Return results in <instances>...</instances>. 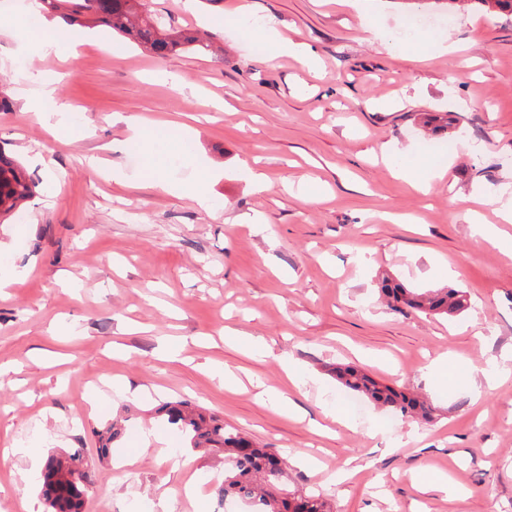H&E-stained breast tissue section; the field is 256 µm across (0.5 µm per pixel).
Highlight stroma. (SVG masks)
Wrapping results in <instances>:
<instances>
[{
    "mask_svg": "<svg viewBox=\"0 0 512 512\" xmlns=\"http://www.w3.org/2000/svg\"><path fill=\"white\" fill-rule=\"evenodd\" d=\"M185 2L146 7L223 55L159 57L99 25L76 57L33 58L28 0H0V82L13 101L0 152L36 184L0 219V271L22 272L0 290V512L37 496L21 471L59 450L96 455L94 429L119 414L124 463L97 469L83 512H216L221 459L150 414L172 399L278 450L289 487L337 512H512V359L501 357L512 352V250L471 223L475 211L498 223L512 199V18L438 13L419 31L396 0ZM270 24L308 45L316 68L261 60L251 35ZM43 76L86 124L80 138L54 141L40 113L23 111ZM434 112L456 126L432 139L422 121ZM131 118L165 124L185 149L148 168L124 145ZM389 145L404 166L447 169L414 191L384 160ZM309 178L319 200L285 186ZM163 180L204 187L209 208ZM385 276L462 289L470 306L448 318L390 310ZM448 356L447 382L432 368ZM339 364L428 398L433 421L364 399L352 410L330 372ZM227 367L242 387H225ZM425 468L447 487L415 485Z\"/></svg>",
    "mask_w": 512,
    "mask_h": 512,
    "instance_id": "stroma-1",
    "label": "stroma"
}]
</instances>
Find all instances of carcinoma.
I'll return each instance as SVG.
<instances>
[{
	"instance_id": "1",
	"label": "carcinoma",
	"mask_w": 512,
	"mask_h": 512,
	"mask_svg": "<svg viewBox=\"0 0 512 512\" xmlns=\"http://www.w3.org/2000/svg\"><path fill=\"white\" fill-rule=\"evenodd\" d=\"M44 10L64 23L103 24L130 38L138 47L157 56L178 51L216 53L213 43L192 30H179L149 12L144 0H40ZM411 10L426 11L440 4L450 9L476 10L512 16V0H402ZM35 188L15 160L0 152V212L7 214L29 198ZM380 292L395 310L442 316H455L468 305L466 292L452 287L417 292L384 277ZM336 380L348 391L378 406L396 411L404 418L429 420L434 408L420 397L385 385L364 370L339 364ZM155 413L166 416L189 440L190 447L205 454L222 453L227 467L224 481L215 485L218 507L228 501H245L256 512H335L333 503L320 494L288 489L287 460L270 448L258 447L247 435L225 428L224 421L207 414L187 400L165 401ZM99 445L98 462L112 458V443L123 434L117 424L94 431ZM81 453L53 454L42 473L41 495L48 512H82L84 497L93 484V463L83 465V481L74 484L66 469L80 462Z\"/></svg>"
}]
</instances>
